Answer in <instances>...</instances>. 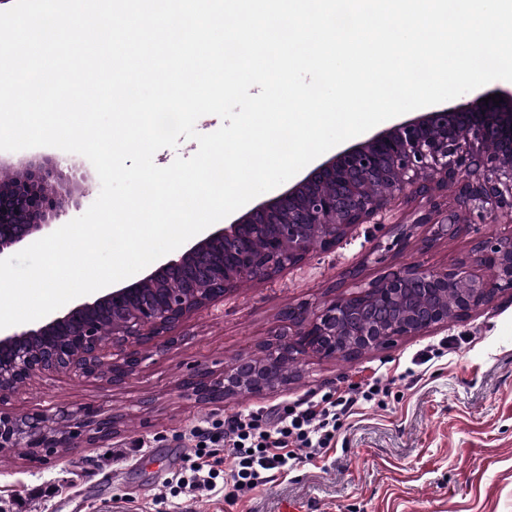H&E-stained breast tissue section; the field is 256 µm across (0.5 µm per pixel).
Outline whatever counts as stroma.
I'll list each match as a JSON object with an SVG mask.
<instances>
[{"instance_id":"stroma-1","label":"stroma","mask_w":512,"mask_h":512,"mask_svg":"<svg viewBox=\"0 0 512 512\" xmlns=\"http://www.w3.org/2000/svg\"><path fill=\"white\" fill-rule=\"evenodd\" d=\"M29 162L57 167L70 190L67 219L99 195V177L82 155L53 147L0 151V165ZM421 206L418 199L396 206L386 223L358 226L335 250L313 248L276 279L194 312L178 327V344L144 347L139 370L122 384L55 374L20 387L0 406L52 412L94 405L119 427L106 445L61 448L46 464L23 448L0 453V512H99L105 500L112 512H512V299L387 349L290 364L287 384L260 395L240 392L216 405L179 385L195 366L218 374L239 356L261 357L282 310L338 295L347 271L370 282L392 265L450 266L467 260L474 237L512 235V217L504 215L427 249ZM374 371L390 381L383 403L344 418L323 460L300 463L234 503L220 486L202 497L162 499L166 479L193 451L195 425L318 399Z\"/></svg>"}]
</instances>
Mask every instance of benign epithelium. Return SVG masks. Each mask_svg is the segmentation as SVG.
Here are the masks:
<instances>
[{"instance_id": "obj_1", "label": "benign epithelium", "mask_w": 512, "mask_h": 512, "mask_svg": "<svg viewBox=\"0 0 512 512\" xmlns=\"http://www.w3.org/2000/svg\"><path fill=\"white\" fill-rule=\"evenodd\" d=\"M501 94L503 102L483 99ZM456 207L448 208V187ZM421 198L427 247L456 237L462 214L483 221L512 213V88L495 87L468 102L436 104L319 161L277 196L229 223L214 224L128 285H109L92 300L43 322L0 334V400L15 380L44 374L104 375L122 383L141 364L139 348L163 339L193 312L248 283H265L300 265L315 243L330 251L361 224H378L397 201ZM65 214L54 169L0 168V259L28 244ZM344 293L313 305L290 304L260 363L241 356L220 375L195 367L180 381L189 395L220 404L239 391L259 394L288 382L286 366L336 357L342 329L363 352L448 325V289H460L454 319L512 296V236L474 241L468 260L444 268L390 266L364 282L348 272ZM117 420L93 406L43 412L0 410V452L28 448L44 461L56 448L100 446Z\"/></svg>"}]
</instances>
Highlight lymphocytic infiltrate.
Segmentation results:
<instances>
[{
	"label": "lymphocytic infiltrate",
	"mask_w": 512,
	"mask_h": 512,
	"mask_svg": "<svg viewBox=\"0 0 512 512\" xmlns=\"http://www.w3.org/2000/svg\"><path fill=\"white\" fill-rule=\"evenodd\" d=\"M388 386L382 374L337 387L336 394L307 400L277 410L236 414L226 423L209 422L193 428L196 445L181 470L165 484L170 497L197 496L223 485L232 499H239L271 481L275 472L288 471L302 461L323 456L336 437L342 418L356 406L380 402ZM227 453L223 471L204 468L217 444Z\"/></svg>",
	"instance_id": "1"
}]
</instances>
